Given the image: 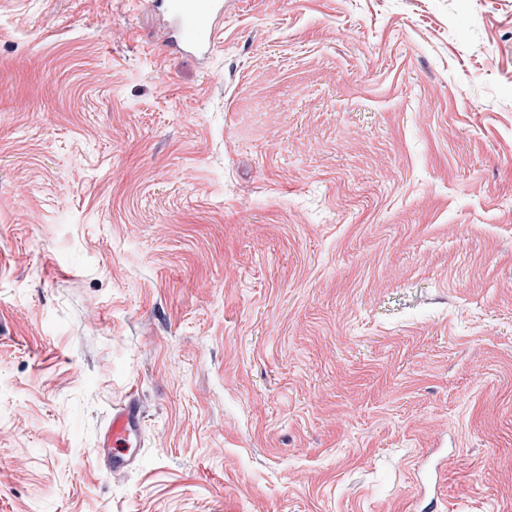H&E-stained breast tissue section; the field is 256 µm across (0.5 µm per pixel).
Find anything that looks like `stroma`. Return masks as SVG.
I'll use <instances>...</instances> for the list:
<instances>
[{
	"label": "stroma",
	"instance_id": "35a3bbf8",
	"mask_svg": "<svg viewBox=\"0 0 512 512\" xmlns=\"http://www.w3.org/2000/svg\"><path fill=\"white\" fill-rule=\"evenodd\" d=\"M0 512H512V0H0ZM169 46L197 59L214 50L224 23L222 0H158ZM142 418L137 398L133 393L112 407L98 448L101 460L112 474L121 473L133 463L125 448L132 446L131 441L137 436Z\"/></svg>",
	"mask_w": 512,
	"mask_h": 512
}]
</instances>
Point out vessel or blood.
I'll return each instance as SVG.
<instances>
[{"label":"vessel or blood","instance_id":"b4317fda","mask_svg":"<svg viewBox=\"0 0 512 512\" xmlns=\"http://www.w3.org/2000/svg\"><path fill=\"white\" fill-rule=\"evenodd\" d=\"M157 7L169 46L200 60L212 53L222 31L223 0H157ZM142 418L135 395L113 406L99 443V456L112 473H121L131 465L126 450Z\"/></svg>","mask_w":512,"mask_h":512}]
</instances>
